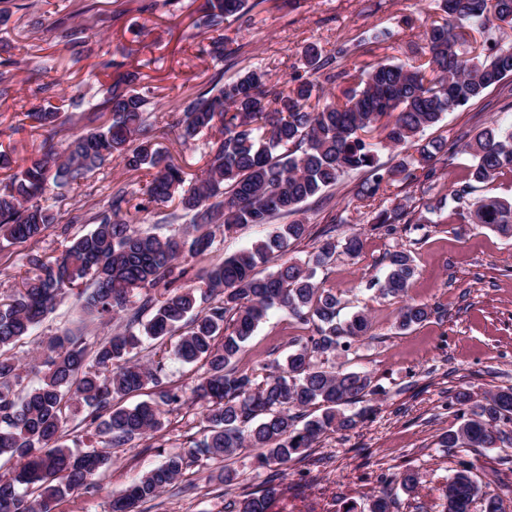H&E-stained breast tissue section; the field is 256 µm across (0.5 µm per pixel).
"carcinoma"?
Masks as SVG:
<instances>
[{
	"label": "carcinoma",
	"instance_id": "carcinoma-1",
	"mask_svg": "<svg viewBox=\"0 0 512 512\" xmlns=\"http://www.w3.org/2000/svg\"><path fill=\"white\" fill-rule=\"evenodd\" d=\"M434 2L446 19L423 31L407 61L385 59L351 70L336 64L347 50L327 56L309 45L303 50L305 74L294 75L288 89L269 70L254 68L216 80L188 99L175 125L177 139L190 145L208 136L206 167L195 180H187L183 167L143 136L148 100L136 89L133 73L117 78L91 106L108 119L72 135L62 150L48 148L17 166L0 188V247L38 241L53 222L40 198L114 160L129 172L155 171L145 190L148 200L177 202L189 225L182 237L140 229L144 207L129 208L130 192L117 185L108 207L95 215V227L61 256L28 255L35 276L0 298V457L16 460L8 475H0V512H56L64 499L88 488L111 463L108 454L85 446L88 431L105 438L109 448L160 431L158 404L126 407L120 400L160 383L168 359L202 363L193 393L205 405L203 438L113 496L108 512H139L201 456L222 462L255 448L258 467H283L326 433L357 424L341 406L377 394L378 387L367 372L347 371L332 358L351 352L368 334L369 319L358 312L340 320L341 298L315 275L339 247L349 256L360 254L364 233L353 231L337 241L336 223L346 220L333 215L307 260L286 261L259 275L258 268L311 235L305 220L296 219L225 258L202 286L191 284L179 260L207 251L215 226L231 234L279 214H299L311 199L329 201L326 188L362 169L369 177L355 186L353 196L368 207L366 224L375 233L396 235L411 224L430 223L421 212L436 215L446 207L451 221L512 238V200L474 195L476 185L512 175V130L466 132L450 145L421 138L445 114L512 78L511 44L490 39L478 52L461 32L467 25L512 28V0ZM249 11L247 0H205L202 24L215 32L214 58L229 56L224 25ZM325 83L347 87L333 101ZM28 117L53 135L60 112L52 107ZM387 147L394 151L388 166L379 162ZM447 155H466L470 165L465 181L437 198L432 195L437 164ZM396 181L409 188L404 202L372 206ZM386 260L387 274L369 288L382 296L405 295L415 276L411 252L395 249ZM142 289L140 306L127 311L131 293ZM66 294L82 300L85 311L101 321L128 312L124 329L92 349L83 334L72 331L38 342L40 378L21 389V364L13 350ZM273 308L286 310L311 335L290 340L283 363L275 359L258 369L242 363L246 343ZM431 313L425 304L407 302L396 327L408 330ZM172 338L176 342L165 346ZM456 402L462 406L460 424L441 447H512V388L481 399L461 391ZM310 406L321 414L305 420ZM473 470L472 461L458 462L443 488L446 512H471L479 496L482 512H502L499 495L482 491ZM280 492V484L267 478L260 493L246 495L235 509L268 512Z\"/></svg>",
	"mask_w": 512,
	"mask_h": 512
}]
</instances>
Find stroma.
I'll return each mask as SVG.
<instances>
[{
    "mask_svg": "<svg viewBox=\"0 0 512 512\" xmlns=\"http://www.w3.org/2000/svg\"><path fill=\"white\" fill-rule=\"evenodd\" d=\"M203 2L0 0V65L23 63L14 72L10 94L0 98V151L19 161L37 155L44 132L27 114L50 105L61 110L54 145L63 148L88 123L72 98L97 101L103 85L120 73H138L139 90L149 101L147 134L160 137L178 121L183 102L209 87L217 73L230 78L262 66L285 83L302 71V51L310 44L327 55L347 49L342 63L349 68L385 58L403 60L425 25L443 18L429 0H262L250 21L228 29L241 50L220 62L207 52L211 33L199 23ZM75 26L85 29L92 48L88 57H80L79 46L65 36ZM384 28L393 30L394 38L374 41V32ZM490 124L512 127V91L487 90L482 99L426 129L423 137L450 141ZM365 177V172H350L331 190L334 211L344 218L336 227L337 238L359 222L360 204L352 189ZM149 179L148 173L129 172L112 162L77 185L48 194L42 204L59 224H69V235L75 237L91 229L92 217L107 206L116 185L130 184L134 202L146 203L143 188ZM146 205L139 214L145 229L182 234L183 222L162 221L176 211V204ZM271 230L268 224H249L230 236L216 234L207 253L190 258L192 276L204 275ZM65 238L52 226L38 242L0 248V297L33 276L30 252L57 256ZM398 246L410 249L417 265L407 298L432 309L425 323L407 331L394 326L403 299L380 296L368 287L371 280L383 278L384 257ZM316 277L341 296V318L359 311L369 316L370 336L356 344L343 364L369 372L384 392L346 406V413L361 416L355 428L327 433L316 447L280 469L282 492L269 512H368L383 490L393 499L391 512H445L441 489L462 457L473 462L479 485L500 495L503 512H512V461H504L503 449L448 450L440 445L459 424L450 408L457 392L479 396L512 387V238L441 217L393 239L367 233L359 257L336 254ZM302 333L286 311L270 310L248 342L245 360L284 359L289 340ZM199 373L198 365L167 362L166 387L182 398L178 410L165 411L164 428L154 438L112 449V464L95 478L94 490L74 494L61 503L62 512H106L113 495L159 466L168 453L202 437V408L190 400ZM223 465L237 473L236 483L212 481L218 465L202 459L159 499L142 505V512H228L230 501L259 492L268 475L257 468L249 449ZM409 470L421 478L411 494L393 482L395 475Z\"/></svg>",
    "mask_w": 512,
    "mask_h": 512,
    "instance_id": "stroma-1",
    "label": "stroma"
}]
</instances>
